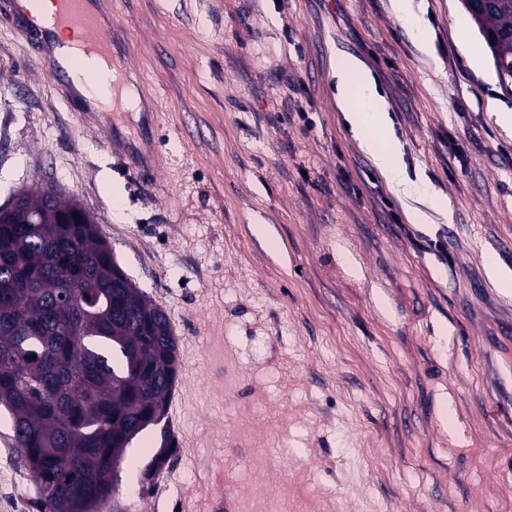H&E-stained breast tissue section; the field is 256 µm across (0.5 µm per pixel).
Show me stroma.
<instances>
[{
    "instance_id": "1",
    "label": "stroma",
    "mask_w": 512,
    "mask_h": 512,
    "mask_svg": "<svg viewBox=\"0 0 512 512\" xmlns=\"http://www.w3.org/2000/svg\"><path fill=\"white\" fill-rule=\"evenodd\" d=\"M112 0L152 177L105 149L0 19V206L56 186L168 315L177 450L127 448L102 512H512V415L484 361L512 337V80L472 61L461 0ZM362 59L392 148L447 214L409 223L336 100ZM292 85H285V78ZM269 225L270 251L251 227ZM0 512H38L0 406Z\"/></svg>"
}]
</instances>
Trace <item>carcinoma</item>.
<instances>
[{
    "label": "carcinoma",
    "instance_id": "obj_1",
    "mask_svg": "<svg viewBox=\"0 0 512 512\" xmlns=\"http://www.w3.org/2000/svg\"><path fill=\"white\" fill-rule=\"evenodd\" d=\"M501 78H512V0H462ZM79 203L23 194L0 223V404L12 414L39 512H100L115 458L166 415L178 347L166 313L116 285L112 247Z\"/></svg>",
    "mask_w": 512,
    "mask_h": 512
}]
</instances>
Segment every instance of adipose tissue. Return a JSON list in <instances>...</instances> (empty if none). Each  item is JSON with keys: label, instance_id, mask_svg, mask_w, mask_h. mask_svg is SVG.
<instances>
[{"label": "adipose tissue", "instance_id": "1", "mask_svg": "<svg viewBox=\"0 0 512 512\" xmlns=\"http://www.w3.org/2000/svg\"><path fill=\"white\" fill-rule=\"evenodd\" d=\"M334 74L340 105L352 108L354 103L360 102L365 106L364 111L352 113V124L357 127L370 123L382 125L384 104L376 91L374 78L363 61L352 55L337 56ZM358 142L360 148L372 159L391 187L407 203L408 218L411 223H427L429 211L434 210L440 213L447 211V199L440 195H432L426 186L410 183L403 175L395 153L383 147L375 136L359 137ZM421 196L428 197L429 210L416 207L415 201Z\"/></svg>", "mask_w": 512, "mask_h": 512}]
</instances>
